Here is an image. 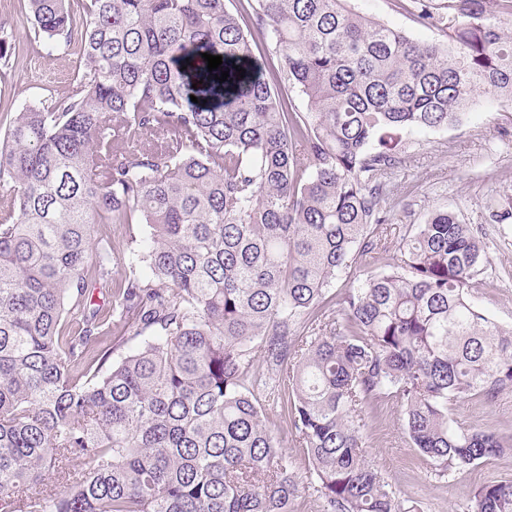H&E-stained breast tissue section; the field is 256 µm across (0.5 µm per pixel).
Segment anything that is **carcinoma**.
<instances>
[{"mask_svg": "<svg viewBox=\"0 0 512 512\" xmlns=\"http://www.w3.org/2000/svg\"><path fill=\"white\" fill-rule=\"evenodd\" d=\"M418 2L448 44L348 0H255L247 29L224 0H29L36 33L64 49L78 28L83 50L71 92L14 112L0 147V512H294L263 396L324 512H405L366 459L378 401L441 476L512 450L448 418L512 389V328L472 301L483 242L447 209L392 245L381 181L401 131L512 102V0ZM255 32L308 111L262 77ZM134 224L147 237L115 254L105 228ZM380 253L388 269L322 311L336 273ZM467 512H512V479Z\"/></svg>", "mask_w": 512, "mask_h": 512, "instance_id": "carcinoma-1", "label": "carcinoma"}]
</instances>
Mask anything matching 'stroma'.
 <instances>
[{
	"label": "stroma",
	"mask_w": 512,
	"mask_h": 512,
	"mask_svg": "<svg viewBox=\"0 0 512 512\" xmlns=\"http://www.w3.org/2000/svg\"><path fill=\"white\" fill-rule=\"evenodd\" d=\"M362 14L413 38L445 43L444 33L418 22L410 0H351ZM12 48L0 59V140L11 116L25 104L39 103L45 90L65 95L78 70L81 39L67 51L49 48L35 36L27 0H0ZM404 161L385 175L383 207L390 238L399 242L408 226L437 209L455 211L485 244L488 263L474 303L504 327H512V223L492 224L488 209L512 208V103L489 94L469 106L459 124L436 131H403ZM453 427L512 434V390L493 404L477 399L457 403L448 414ZM366 455L406 505L419 512H464L471 493L500 476H512V451L488 463L441 477L421 457L402 427V411L392 402L373 404L365 415Z\"/></svg>",
	"instance_id": "obj_1"
}]
</instances>
